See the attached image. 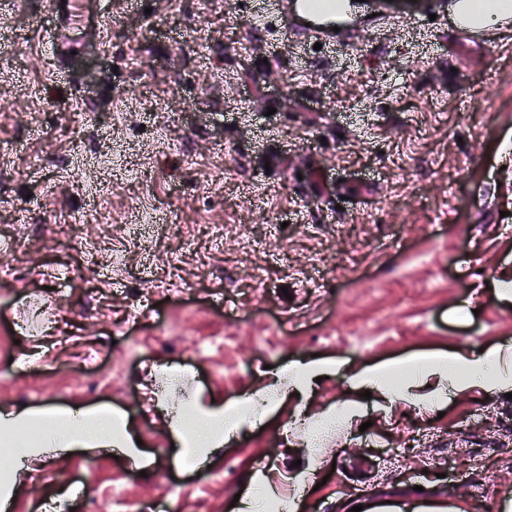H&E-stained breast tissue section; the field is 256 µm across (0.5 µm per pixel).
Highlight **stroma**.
<instances>
[{"label": "stroma", "mask_w": 512, "mask_h": 512, "mask_svg": "<svg viewBox=\"0 0 512 512\" xmlns=\"http://www.w3.org/2000/svg\"><path fill=\"white\" fill-rule=\"evenodd\" d=\"M257 2L106 0L105 47L76 54L59 84L47 0H0V249L20 224L62 212L104 213L120 238L138 197L179 219L128 245V276L85 268L103 304L75 340L46 326L77 317L69 251L30 248L38 273L0 277V412L117 411L153 459L142 470L110 448L47 449L20 470L8 512H239L238 494L273 512L277 478L312 473L324 485L288 512H351L368 497L407 506L425 493L465 512H512L504 390L472 387L427 409L364 399L347 381L410 354L512 344V28L465 44L451 11L422 23L400 0L360 18V35L329 58L297 51L274 17L254 24ZM77 112L121 113L111 132L145 159L148 182L107 176L89 199L45 168L46 153L76 149L66 117ZM161 121L175 144L166 152L152 141ZM214 224L228 229L223 246ZM176 249L179 269L163 261ZM204 259L239 288L213 286ZM132 307L140 320L113 337ZM170 326L194 347L163 343ZM314 354L336 372L182 468L149 369L183 373L171 402L225 403ZM117 363L108 388L73 387ZM347 401L353 420L315 439L286 433L287 421L313 425Z\"/></svg>", "instance_id": "obj_1"}]
</instances>
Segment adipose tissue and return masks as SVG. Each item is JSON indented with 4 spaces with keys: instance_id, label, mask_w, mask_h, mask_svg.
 <instances>
[{
    "instance_id": "ef3b65f1",
    "label": "adipose tissue",
    "mask_w": 512,
    "mask_h": 512,
    "mask_svg": "<svg viewBox=\"0 0 512 512\" xmlns=\"http://www.w3.org/2000/svg\"><path fill=\"white\" fill-rule=\"evenodd\" d=\"M330 363L322 360L296 362L273 374L264 386L245 398L226 403L224 408L207 411L197 417L189 435L197 446V459H204L208 447L220 444L225 433L240 430L272 413L285 402L293 390L328 374ZM351 383L360 389L373 390L391 399H410L417 382H424L436 393L446 390L462 392L482 384L491 388L512 387V350L500 346L483 353H426L395 362H382L355 372ZM56 434L64 448H116L136 463H146L134 438L126 427L108 411L84 412L77 421L59 417Z\"/></svg>"
}]
</instances>
